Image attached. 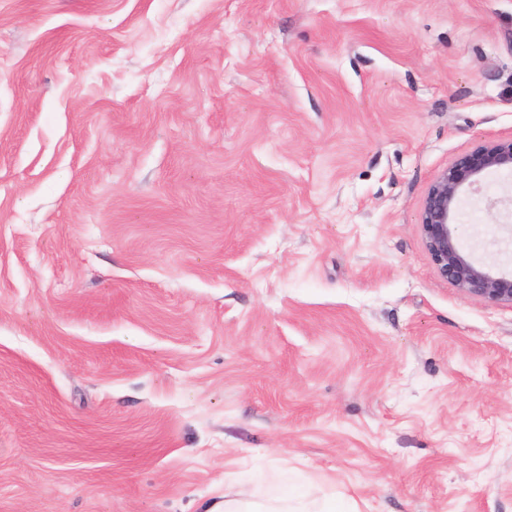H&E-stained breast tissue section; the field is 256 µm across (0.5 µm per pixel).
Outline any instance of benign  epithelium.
Segmentation results:
<instances>
[{"label":"benign epithelium","mask_w":512,"mask_h":512,"mask_svg":"<svg viewBox=\"0 0 512 512\" xmlns=\"http://www.w3.org/2000/svg\"><path fill=\"white\" fill-rule=\"evenodd\" d=\"M512 170V137L481 140L455 159L430 183L420 212L424 247L437 274L462 294L494 304L512 306V269L488 264L465 251L457 237V216L463 189H471L477 202L492 216L504 199L481 195L480 179L487 173Z\"/></svg>","instance_id":"7a95c632"}]
</instances>
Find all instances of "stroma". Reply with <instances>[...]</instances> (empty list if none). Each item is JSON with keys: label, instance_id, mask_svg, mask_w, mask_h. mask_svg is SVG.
Segmentation results:
<instances>
[{"label": "stroma", "instance_id": "stroma-1", "mask_svg": "<svg viewBox=\"0 0 512 512\" xmlns=\"http://www.w3.org/2000/svg\"><path fill=\"white\" fill-rule=\"evenodd\" d=\"M509 136L512 0H0V512H512ZM512 170V137L481 140L455 159L430 183L420 212L424 247L437 274L462 294L494 304L512 306V269L507 264H488L466 252L457 237V216L463 203L462 192L470 188L477 202L491 215L505 199L481 196L480 179L487 173ZM506 265V266H504ZM288 494L275 499V504L257 506L249 493L241 490L238 499H224V510H209L208 512H345L336 506V502L324 503L319 510L292 509L288 506ZM284 504V506H283ZM286 505V506H285Z\"/></svg>", "mask_w": 512, "mask_h": 512}]
</instances>
